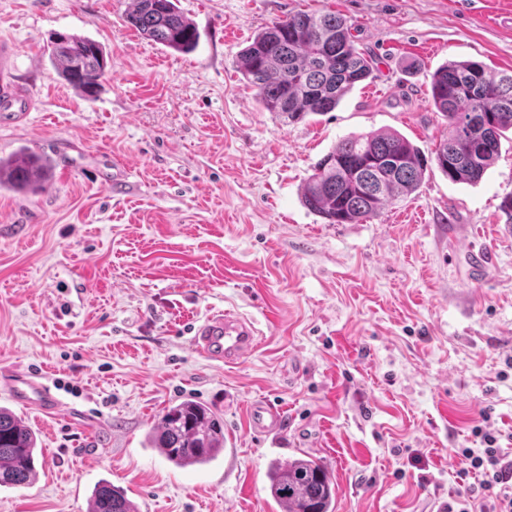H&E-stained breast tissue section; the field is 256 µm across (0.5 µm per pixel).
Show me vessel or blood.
Masks as SVG:
<instances>
[{
	"instance_id": "obj_1",
	"label": "vessel or blood",
	"mask_w": 512,
	"mask_h": 512,
	"mask_svg": "<svg viewBox=\"0 0 512 512\" xmlns=\"http://www.w3.org/2000/svg\"><path fill=\"white\" fill-rule=\"evenodd\" d=\"M258 331L253 321L232 310L208 315L197 327L192 346L205 359L231 364L239 360L257 344ZM11 396L20 404L34 408L44 415L58 412L61 402L38 377L19 373L9 387ZM282 415L279 408L261 401L251 407L253 429L262 435L277 433Z\"/></svg>"
}]
</instances>
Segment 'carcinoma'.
<instances>
[{
	"label": "carcinoma",
	"instance_id": "carcinoma-1",
	"mask_svg": "<svg viewBox=\"0 0 512 512\" xmlns=\"http://www.w3.org/2000/svg\"><path fill=\"white\" fill-rule=\"evenodd\" d=\"M127 22L147 39L176 51L193 48L198 33L178 0H133ZM50 61L58 75L86 95L106 74L103 46L78 34H57ZM240 72L256 88L263 109L285 123L334 110L372 72L344 17L300 12L266 27L245 48ZM432 103L448 120V134L434 164L453 182L475 184L498 156L500 138L512 130V73H494L476 61H453L432 76ZM54 164L20 149L0 157V190L34 194L46 188ZM428 159L398 132L347 137L315 166L302 202L330 224L366 222L400 196L414 192ZM170 463L202 466L224 451V423L207 405L185 399L166 408L148 434ZM34 431L0 407V488L30 484L37 476ZM269 490L283 512H333L335 483L309 455L270 466ZM89 512H138L125 492L103 482L92 492Z\"/></svg>",
	"mask_w": 512,
	"mask_h": 512
}]
</instances>
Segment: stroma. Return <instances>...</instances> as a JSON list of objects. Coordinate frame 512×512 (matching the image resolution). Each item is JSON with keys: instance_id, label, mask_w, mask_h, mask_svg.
Masks as SVG:
<instances>
[{"instance_id": "obj_1", "label": "stroma", "mask_w": 512, "mask_h": 512, "mask_svg": "<svg viewBox=\"0 0 512 512\" xmlns=\"http://www.w3.org/2000/svg\"><path fill=\"white\" fill-rule=\"evenodd\" d=\"M200 38L177 52L127 21L132 0H0L17 101L0 155L54 162L45 191H0V407L37 436L31 485L0 512H88L102 481L138 512H280L271 462L322 460L334 512H477L455 451L475 421L512 449V131L475 184L429 169L360 224L301 202L343 138L396 131L424 154L448 133L429 95L444 63L512 70V0H179ZM305 11L348 21L373 74L335 110L286 124L237 67L265 27ZM110 53L99 94L57 75L55 33ZM484 251L481 276L470 255ZM251 318L257 348L224 365L191 339L211 311ZM40 374L63 405L44 418L7 383ZM198 400L224 451L179 468L150 447L164 409ZM279 407L255 436L251 405Z\"/></svg>"}]
</instances>
